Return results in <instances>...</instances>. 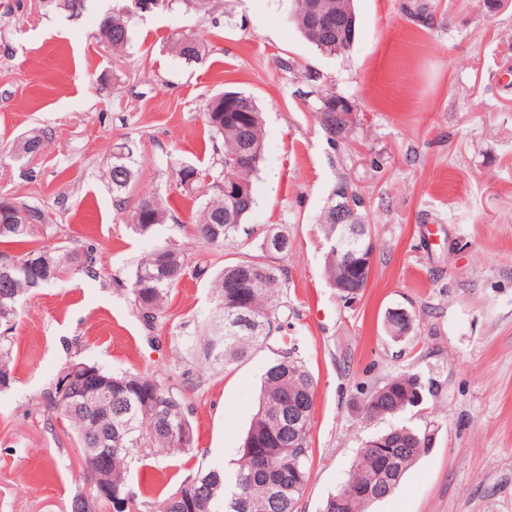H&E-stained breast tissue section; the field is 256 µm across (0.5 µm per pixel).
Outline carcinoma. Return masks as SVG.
Returning a JSON list of instances; mask_svg holds the SVG:
<instances>
[{"mask_svg":"<svg viewBox=\"0 0 512 512\" xmlns=\"http://www.w3.org/2000/svg\"><path fill=\"white\" fill-rule=\"evenodd\" d=\"M141 2L120 0V5L100 21L99 35L118 57L126 53L131 43L132 21L143 13ZM46 5L78 15L85 0H46ZM292 18L299 32L328 54L347 50L355 37L353 0H294ZM172 52L185 61H199L205 54L204 41L197 34L180 33ZM311 94L316 96L319 122L330 142L346 138L350 125L338 114L350 113L351 106L325 89ZM203 112L222 153L220 167L205 173L177 161L172 173L177 186L186 193L211 179L212 195L198 210L195 236L211 246L245 249L248 243L237 241V236L254 205L252 177L262 160V112L252 98L235 91L208 99ZM43 147V133L33 131L22 141L15 158L35 155ZM133 155V147L125 143L117 147L107 167L112 194L121 202L135 179ZM230 180L238 188L234 201L224 190ZM22 210L34 222L18 217ZM169 212L160 196L146 194L137 200L129 221L136 232L146 234L165 223ZM319 227L328 247L325 275L334 288L336 282L352 275L349 263L338 252L343 233L358 238L372 234L366 202L346 178L337 180ZM49 232L51 225L42 206L0 200V242L25 246L22 255L0 261V327L7 332L18 315L20 298L27 291L53 284L60 274H95V248L36 246V240ZM279 240L292 247L288 235L269 232L258 245L259 254L225 266L213 278L214 314L197 351L203 363L228 367L265 347L281 331L288 316V304L283 300L288 276L286 269L275 265V260L288 252L276 250ZM255 266L268 268L271 274L255 279L251 276ZM189 270L204 276L207 265L198 261L189 266L182 246L171 241L140 259L127 291L145 326L154 327L165 310L170 291ZM411 324L409 314L388 313L386 325L394 336L406 333ZM7 340L0 335V390L14 380ZM426 391L428 387L421 376L408 370L371 392L362 410L370 418L399 416L422 406ZM313 392L311 372L292 350L283 348L265 372L259 409L235 466L229 470L202 466L175 491L146 506L152 512H298L313 454ZM46 401L48 408L65 418L73 429L81 455L80 481L84 485L94 481L97 471L94 455L88 449H112L108 478L112 481V494L127 502L123 512H139L141 506L129 477V460L135 451L159 456L175 448H194V429L185 411L184 391L150 374L108 373L96 365L72 362L63 368ZM290 407L297 420L291 430L285 424V411ZM432 443L433 434L429 431L405 425L367 441L347 482L326 499L322 512H367L371 503L400 490L408 470ZM110 508V502L84 489L70 504V512H110Z\"/></svg>","mask_w":512,"mask_h":512,"instance_id":"cac0c4a2","label":"carcinoma"}]
</instances>
